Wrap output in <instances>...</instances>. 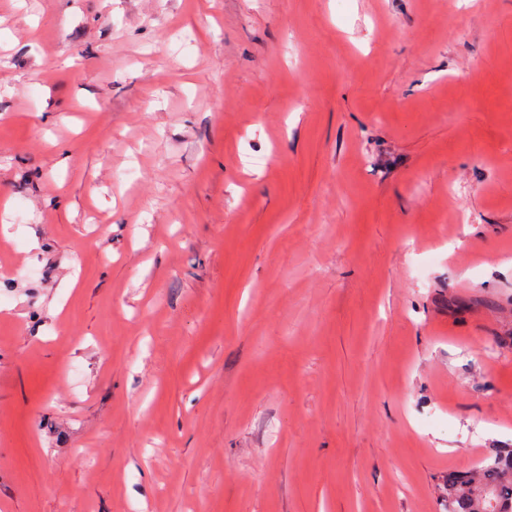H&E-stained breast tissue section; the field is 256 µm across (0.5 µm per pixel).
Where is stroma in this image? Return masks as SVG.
Listing matches in <instances>:
<instances>
[{
    "instance_id": "35a3bbf8",
    "label": "stroma",
    "mask_w": 512,
    "mask_h": 512,
    "mask_svg": "<svg viewBox=\"0 0 512 512\" xmlns=\"http://www.w3.org/2000/svg\"><path fill=\"white\" fill-rule=\"evenodd\" d=\"M0 512H444L512 448V0H0Z\"/></svg>"
}]
</instances>
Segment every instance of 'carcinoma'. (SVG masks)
<instances>
[{
    "label": "carcinoma",
    "mask_w": 512,
    "mask_h": 512,
    "mask_svg": "<svg viewBox=\"0 0 512 512\" xmlns=\"http://www.w3.org/2000/svg\"><path fill=\"white\" fill-rule=\"evenodd\" d=\"M447 512H512V448L473 470L448 473Z\"/></svg>",
    "instance_id": "obj_1"
}]
</instances>
